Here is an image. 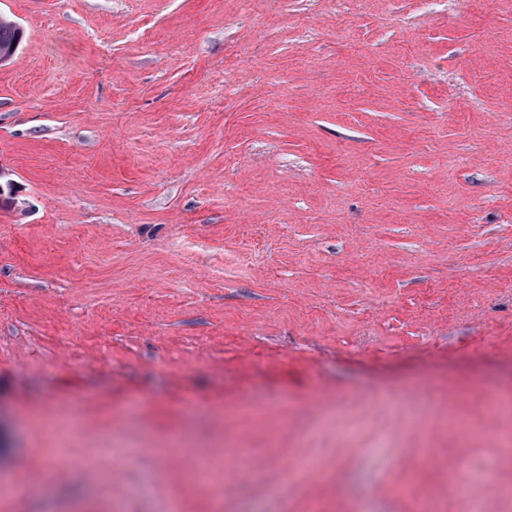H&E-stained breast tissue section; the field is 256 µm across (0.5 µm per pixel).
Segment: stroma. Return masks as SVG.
<instances>
[{
	"label": "stroma",
	"instance_id": "35a3bbf8",
	"mask_svg": "<svg viewBox=\"0 0 512 512\" xmlns=\"http://www.w3.org/2000/svg\"><path fill=\"white\" fill-rule=\"evenodd\" d=\"M0 15V512H512V0ZM23 31L14 22L0 17V62L10 60L18 50ZM16 42V45H13ZM3 60V61H2Z\"/></svg>",
	"mask_w": 512,
	"mask_h": 512
}]
</instances>
